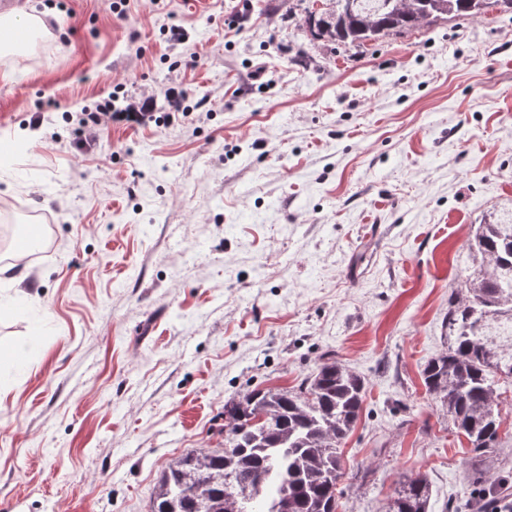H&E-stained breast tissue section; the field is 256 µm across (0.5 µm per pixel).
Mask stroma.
Here are the masks:
<instances>
[{
  "label": "stroma",
  "instance_id": "obj_1",
  "mask_svg": "<svg viewBox=\"0 0 512 512\" xmlns=\"http://www.w3.org/2000/svg\"><path fill=\"white\" fill-rule=\"evenodd\" d=\"M125 2L20 0L54 4L49 33L0 55V218L45 227L0 257V512H150L170 463L223 447L225 401L327 353L367 382L339 512L418 472L428 512L475 498L422 372L469 239L512 208V13L358 47L301 28L329 0ZM107 105L148 118L80 125Z\"/></svg>",
  "mask_w": 512,
  "mask_h": 512
}]
</instances>
